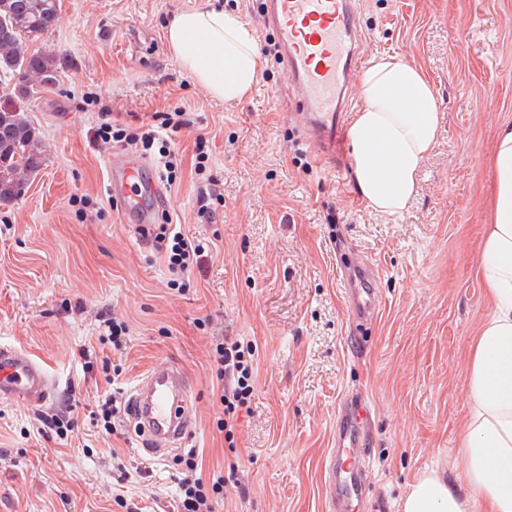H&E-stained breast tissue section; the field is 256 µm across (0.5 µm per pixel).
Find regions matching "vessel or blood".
<instances>
[{
    "instance_id": "1",
    "label": "vessel or blood",
    "mask_w": 512,
    "mask_h": 512,
    "mask_svg": "<svg viewBox=\"0 0 512 512\" xmlns=\"http://www.w3.org/2000/svg\"><path fill=\"white\" fill-rule=\"evenodd\" d=\"M264 31L274 35L280 59L304 113L308 140L328 156H336V137L349 107L350 88L363 57L359 51L357 0H261ZM110 187L123 216L140 226L155 223L167 199L131 153L114 154L109 162ZM378 274L367 261L355 267L350 302L353 317H375L380 298ZM54 383L46 369L24 350L0 342V401L21 399L46 403ZM186 372L173 363L154 367L129 392V415L150 453L161 456L182 447L193 432ZM366 410L344 407L336 423L337 449L324 466L329 512H349L368 490L369 454L360 435Z\"/></svg>"
}]
</instances>
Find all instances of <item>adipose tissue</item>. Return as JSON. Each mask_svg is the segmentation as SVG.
<instances>
[{
    "instance_id": "1",
    "label": "adipose tissue",
    "mask_w": 512,
    "mask_h": 512,
    "mask_svg": "<svg viewBox=\"0 0 512 512\" xmlns=\"http://www.w3.org/2000/svg\"><path fill=\"white\" fill-rule=\"evenodd\" d=\"M181 66L216 99L231 104L254 90L261 58L239 14L204 4L178 13L167 29ZM363 105L347 137L359 193L374 211L401 214L416 192L420 167L442 121L435 90L421 68L397 56L374 57L361 74ZM494 191L479 275L489 310L465 360L469 405L459 442L466 486L457 490L435 471L422 473L401 512H512V125L497 135Z\"/></svg>"
}]
</instances>
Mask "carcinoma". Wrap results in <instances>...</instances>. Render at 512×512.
Returning a JSON list of instances; mask_svg holds the SVG:
<instances>
[{"instance_id": "carcinoma-1", "label": "carcinoma", "mask_w": 512, "mask_h": 512, "mask_svg": "<svg viewBox=\"0 0 512 512\" xmlns=\"http://www.w3.org/2000/svg\"><path fill=\"white\" fill-rule=\"evenodd\" d=\"M60 0H0V17L13 35L0 39V71L10 75L13 86L0 90L17 102L0 106V202H11L25 193L30 175L42 166L44 143L24 114L20 103L39 83L54 85L61 77L57 58L29 46L53 28Z\"/></svg>"}]
</instances>
